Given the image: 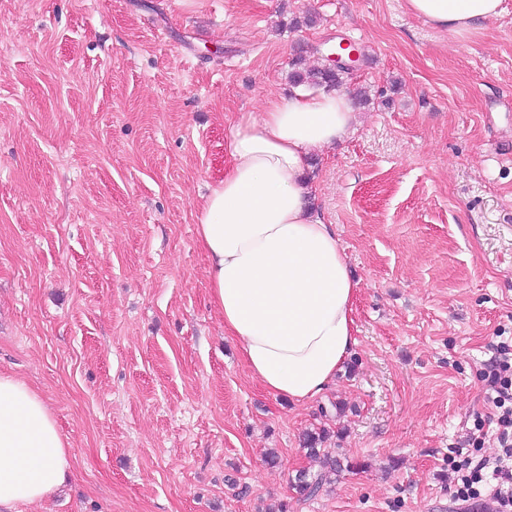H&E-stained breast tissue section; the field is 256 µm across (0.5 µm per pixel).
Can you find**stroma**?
Returning a JSON list of instances; mask_svg holds the SVG:
<instances>
[{"label":"stroma","instance_id":"obj_1","mask_svg":"<svg viewBox=\"0 0 512 512\" xmlns=\"http://www.w3.org/2000/svg\"><path fill=\"white\" fill-rule=\"evenodd\" d=\"M343 39L370 100L310 181L360 284L357 345L302 404L225 335L195 207L229 126ZM502 341L512 0L463 41L405 0H0V373L44 398L71 462L17 512H471L448 461L497 451L471 436ZM322 427L354 468L300 502Z\"/></svg>","mask_w":512,"mask_h":512}]
</instances>
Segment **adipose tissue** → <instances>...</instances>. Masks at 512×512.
Returning a JSON list of instances; mask_svg holds the SVG:
<instances>
[{"label":"adipose tissue","mask_w":512,"mask_h":512,"mask_svg":"<svg viewBox=\"0 0 512 512\" xmlns=\"http://www.w3.org/2000/svg\"><path fill=\"white\" fill-rule=\"evenodd\" d=\"M503 0H406L433 28L463 40L502 12ZM357 126L346 95L297 88L231 125L229 159L196 209L211 301L239 341L254 379L305 403L350 359L359 284L333 224L315 215L310 158ZM70 470L67 442L42 397L0 375V512L43 503Z\"/></svg>","instance_id":"1"}]
</instances>
